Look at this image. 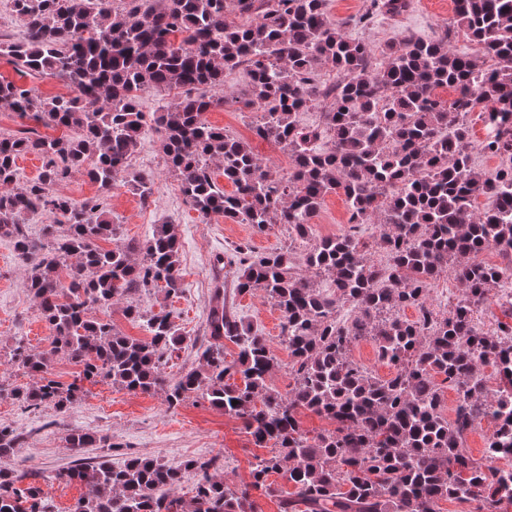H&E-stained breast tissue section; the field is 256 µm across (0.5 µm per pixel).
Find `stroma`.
Returning <instances> with one entry per match:
<instances>
[{
    "label": "stroma",
    "instance_id": "1",
    "mask_svg": "<svg viewBox=\"0 0 512 512\" xmlns=\"http://www.w3.org/2000/svg\"><path fill=\"white\" fill-rule=\"evenodd\" d=\"M453 15L454 0H410L403 14L377 17L369 29L351 27L347 33L366 40L378 52L394 38L435 39L451 23ZM248 80L243 68L226 74L224 103L207 112L205 118L211 125L248 142L274 176H283L289 166L287 153L256 136V112L234 98ZM160 139L155 127H147L131 157L132 167L153 183L149 200H141L136 191L122 185L109 196H100L97 184L82 170L72 172L55 187L56 192L77 200L102 198L105 210L117 219L123 240L142 242L157 225L175 227L180 241L182 294L170 300L154 289L123 295L114 299L104 317L117 331L141 338L145 332L126 318L127 306L146 313L173 311L183 336L192 342L191 347L175 353L164 366L167 375L175 378L198 366V348L206 342L209 302L215 289L225 290L230 308L265 336L278 360L269 386L287 394L294 375L288 353L280 343L282 314L264 290L235 294L239 272L235 252L240 249L255 256L288 246L296 271L306 273L305 256L312 244L348 231L344 197H326L309 238L304 240L290 237L287 227L280 224L259 233L249 224L215 216L205 218L186 204L175 176L164 164ZM27 277L28 268L19 261L13 240L0 236V423L22 435L12 455L0 458L1 468L17 467L34 474L49 512H71L77 500L87 495L84 485L67 484L56 477L58 470L81 459L105 458L118 466L131 456L145 455L178 466L189 459L212 458L218 478L238 486L250 482L253 464L257 458L267 456V449L254 444L240 420L224 415L206 399L193 396L172 409L163 392H131L108 380L86 384L82 398L63 412L51 407L34 411L13 399L10 387L29 386L33 380L12 368L7 353L19 340L37 349L48 348L51 341V331L27 288ZM78 431L106 437L107 447L68 448L66 436Z\"/></svg>",
    "mask_w": 512,
    "mask_h": 512
}]
</instances>
